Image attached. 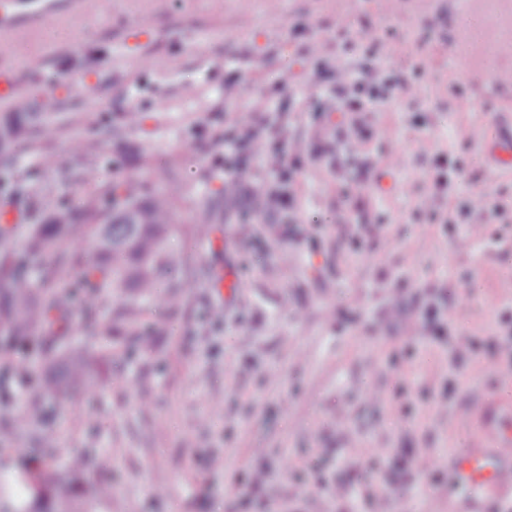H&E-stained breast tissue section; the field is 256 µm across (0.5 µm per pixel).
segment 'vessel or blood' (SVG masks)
I'll return each mask as SVG.
<instances>
[{
  "label": "vessel or blood",
  "mask_w": 512,
  "mask_h": 512,
  "mask_svg": "<svg viewBox=\"0 0 512 512\" xmlns=\"http://www.w3.org/2000/svg\"><path fill=\"white\" fill-rule=\"evenodd\" d=\"M51 9V0H0V42L16 41L44 24ZM489 146L496 162H512V114L497 119ZM499 410L493 401H481L466 409L463 424L481 421L486 434L450 457L452 487L512 496V420L501 419Z\"/></svg>",
  "instance_id": "1"
}]
</instances>
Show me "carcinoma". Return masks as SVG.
<instances>
[{"label": "carcinoma", "mask_w": 512, "mask_h": 512, "mask_svg": "<svg viewBox=\"0 0 512 512\" xmlns=\"http://www.w3.org/2000/svg\"><path fill=\"white\" fill-rule=\"evenodd\" d=\"M17 111L0 114V156L8 159L40 150V164L59 166L50 145L63 125L45 122L39 112ZM83 181L92 186L77 202L51 216L58 226L51 233L42 224L29 228L23 249L13 252V229L0 227V333L22 342L40 341L46 329H56L57 338L67 337L76 291L82 290L81 306L87 313L112 309V297L119 307L101 334L109 346H70L62 357V374L49 379L45 394L76 402L83 399L91 378L112 357V337L133 339L139 335L144 304L168 311L181 304L198 287L190 272L193 256L176 251L171 238L180 233L176 222L178 188L154 191L141 196V182L133 177L98 187V171L87 168ZM74 263L80 278L69 283L61 277ZM31 428L40 431L41 444L55 445V435L47 428L50 409L44 398L35 397L20 413ZM20 485L21 494L12 504L0 502V512H77L75 497L65 477L46 464L36 472L15 480L0 477V488ZM94 501L112 499L109 484L95 483L83 492Z\"/></svg>", "instance_id": "cac0c4a2"}]
</instances>
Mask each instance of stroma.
I'll use <instances>...</instances> for the list:
<instances>
[{"instance_id": "stroma-1", "label": "stroma", "mask_w": 512, "mask_h": 512, "mask_svg": "<svg viewBox=\"0 0 512 512\" xmlns=\"http://www.w3.org/2000/svg\"><path fill=\"white\" fill-rule=\"evenodd\" d=\"M149 40L128 46L129 27ZM377 39L385 63L410 83L376 115L383 152L375 181L344 198L336 171L310 162L299 178L302 204L291 225L276 224L257 185L240 186L239 204L200 239L202 281L164 317L146 315L130 353L97 375L83 406L52 399L58 434L46 450L17 438L14 422L29 391L62 355L29 345V390L0 409V461L74 454L89 463L80 483L96 481L101 454L112 457L111 508L89 512H464L471 493L448 497L449 454L480 438L459 416L472 402L507 396L495 388L512 370V171L495 172L478 132L512 112V0H431L427 10L393 15L388 0H112L108 8L63 19L12 45L21 93L34 111L67 99L69 121L51 149L68 174L44 170L35 154L1 169L37 192L22 206L13 244L30 225L88 190L80 174L103 181L134 176L162 185L177 172L182 224L194 226L198 203L222 204L224 150L208 140L225 110L245 111L273 95L271 79L289 69L307 83L301 54L317 41L339 50ZM497 48V64L470 56L467 44ZM268 59L265 69L252 64ZM239 77L225 96L229 74ZM469 101L460 110V101ZM134 110L139 124L124 146L105 129ZM149 147L141 155L140 147ZM461 157L468 170L447 199L432 195L436 152ZM502 212L478 229L422 224L418 208L440 214L468 198ZM385 222L379 247L353 248L356 223ZM235 269L237 298L224 302L212 281ZM447 293L448 335L418 325L415 299ZM480 346L455 353L458 337ZM498 337L502 351L482 348Z\"/></svg>"}]
</instances>
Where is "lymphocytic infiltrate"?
Listing matches in <instances>:
<instances>
[{"label":"lymphocytic infiltrate","mask_w":512,"mask_h":512,"mask_svg":"<svg viewBox=\"0 0 512 512\" xmlns=\"http://www.w3.org/2000/svg\"><path fill=\"white\" fill-rule=\"evenodd\" d=\"M315 66L302 99L311 112H336L340 119L330 136L295 137L287 113L266 101L246 112L224 115V181H254L268 212L287 222L301 206L297 183L305 161L331 159L343 184L364 181L371 169L368 146L375 136L374 114L397 99L406 79L382 67L385 44L360 50L355 63L332 62L319 43L307 48Z\"/></svg>","instance_id":"1"}]
</instances>
